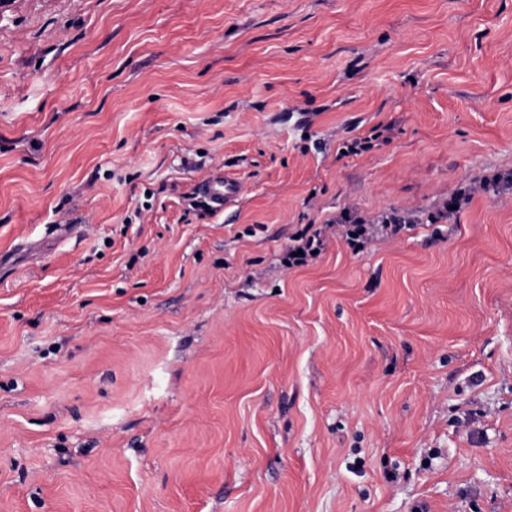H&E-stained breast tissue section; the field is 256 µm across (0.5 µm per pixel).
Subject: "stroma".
Wrapping results in <instances>:
<instances>
[{
  "instance_id": "stroma-1",
  "label": "stroma",
  "mask_w": 512,
  "mask_h": 512,
  "mask_svg": "<svg viewBox=\"0 0 512 512\" xmlns=\"http://www.w3.org/2000/svg\"><path fill=\"white\" fill-rule=\"evenodd\" d=\"M0 512H512V0H0ZM245 191V183L240 178L226 173L213 174L205 181L203 188L204 196L215 211L226 210L241 198ZM313 226L312 224L306 225L304 229L290 239L294 243L286 245L282 258L283 264L286 267L292 268L305 265L309 256L313 257L316 255L312 254V251H317L318 254L324 247L322 231L320 229H315L309 234ZM298 250H302V254H298Z\"/></svg>"
}]
</instances>
